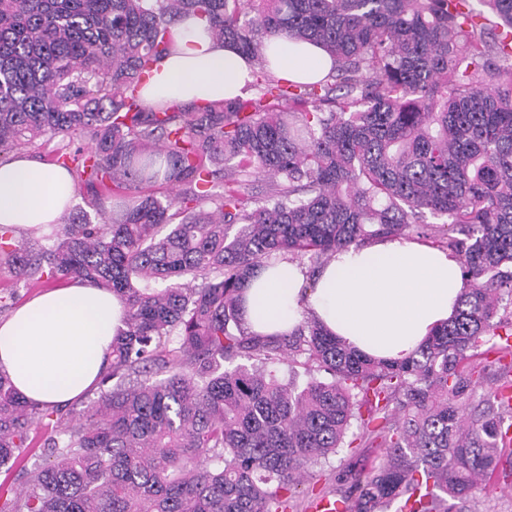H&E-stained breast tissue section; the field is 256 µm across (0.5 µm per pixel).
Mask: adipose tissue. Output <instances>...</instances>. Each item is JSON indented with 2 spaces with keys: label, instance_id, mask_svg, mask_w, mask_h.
Returning <instances> with one entry per match:
<instances>
[{
  "label": "adipose tissue",
  "instance_id": "ef3b65f1",
  "mask_svg": "<svg viewBox=\"0 0 512 512\" xmlns=\"http://www.w3.org/2000/svg\"><path fill=\"white\" fill-rule=\"evenodd\" d=\"M171 49L144 84L145 105L206 104L242 96L247 61L211 39L205 20L189 16L169 31ZM279 77L312 82L331 66L320 49L274 37L267 42ZM65 168L18 156L0 164V225L56 223L71 206ZM464 286L449 250L412 239L377 240L339 251L314 279L278 256L262 263L243 290L242 318L252 333L279 336L304 318L374 358L407 357L453 315ZM124 308L112 292L75 283L40 293L0 321V370L37 407H64L95 388L111 358Z\"/></svg>",
  "mask_w": 512,
  "mask_h": 512
}]
</instances>
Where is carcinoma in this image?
<instances>
[{
	"label": "carcinoma",
	"instance_id": "obj_1",
	"mask_svg": "<svg viewBox=\"0 0 512 512\" xmlns=\"http://www.w3.org/2000/svg\"><path fill=\"white\" fill-rule=\"evenodd\" d=\"M481 2L488 12L470 0H0V154L60 139L50 162L97 217L63 214L35 252L0 225V260L27 286L78 279L126 309L98 398L77 414L27 403L0 371V469L37 421L57 428L0 512H309L324 500L453 512L487 475L512 476V371L481 410L467 402L477 361L512 354L490 344L512 336V0ZM190 15L245 56L267 83L259 96L143 104L169 27ZM279 36L320 46L329 74L271 79L266 42ZM84 139L90 150L71 149ZM252 173L270 179L262 200ZM159 181L177 194L152 192ZM411 232L457 254L465 288L407 358L365 357L311 318L273 339L244 328L240 292L272 255L316 268ZM374 441L377 464L298 499L308 467Z\"/></svg>",
	"mask_w": 512,
	"mask_h": 512
}]
</instances>
